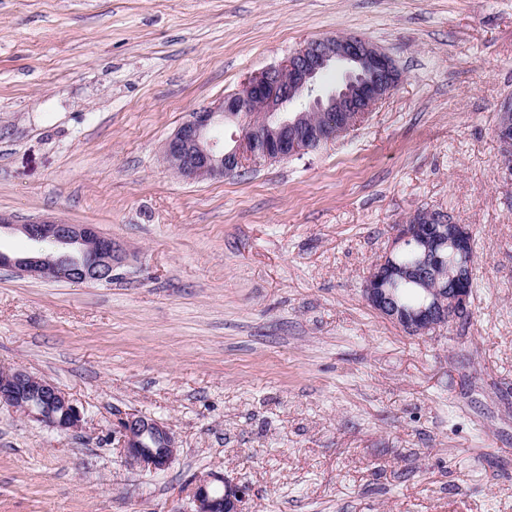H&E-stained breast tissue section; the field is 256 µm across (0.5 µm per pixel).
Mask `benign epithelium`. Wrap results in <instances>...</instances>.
<instances>
[{
	"label": "benign epithelium",
	"mask_w": 512,
	"mask_h": 512,
	"mask_svg": "<svg viewBox=\"0 0 512 512\" xmlns=\"http://www.w3.org/2000/svg\"><path fill=\"white\" fill-rule=\"evenodd\" d=\"M344 70L345 84L323 90L320 75L330 68ZM395 60L382 49L356 35L331 36L312 40L290 53L278 64L250 77L235 92L214 107L190 114L166 141L163 158L180 177L204 181L222 177L259 160H284L336 137V129L318 125L306 117L317 103H328L338 112L356 114L363 120L400 82ZM502 123L497 135L503 144L498 166L512 177V101L501 105ZM244 118L246 125L233 134L231 144L215 135L226 119ZM422 220L441 222L432 236L419 224H399L396 235L376 260L362 288L364 301L373 310L411 335L430 334L444 327L464 325L472 315L473 233L465 224L446 220L444 213L428 210ZM11 228L31 240L49 239L57 248L48 254L18 256L0 251V268L23 276L49 278L67 263L71 251L85 254L74 281H91L90 272L112 273V237L94 224H69L53 216H36L23 222L0 213V229ZM408 243L418 244L423 255L415 266L399 264L396 253ZM460 252L462 261L450 267L443 249ZM446 268L450 288L434 285L426 289L429 302L407 309L395 302L394 291L402 282L420 280L423 268ZM21 410L26 416L53 429L74 430L83 415L69 395L56 384L16 369H0V403ZM124 458L149 472L164 471L175 461V437L164 423L145 416L129 417L120 425ZM153 435L162 447L143 445ZM245 485L219 473L199 482L193 493L191 512H247Z\"/></svg>",
	"instance_id": "7a95c632"
}]
</instances>
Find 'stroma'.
<instances>
[{
  "mask_svg": "<svg viewBox=\"0 0 512 512\" xmlns=\"http://www.w3.org/2000/svg\"><path fill=\"white\" fill-rule=\"evenodd\" d=\"M356 34L402 79L345 138L202 182L165 140L314 39ZM512 0H0V212L93 224L108 283L0 269V369L83 413L0 403V512H512ZM469 225V324L413 336L362 298L396 225ZM167 425L172 466L118 423ZM500 111L502 112V123L497 129V135L503 144L504 151L503 155L500 156L498 166L500 171L508 178L512 177V161L510 156V145L512 144V124H511V112H512V101L507 99L501 105ZM498 139V140H499ZM499 141V142H500ZM53 429L74 430L83 415L69 395L56 384L24 369H0V403ZM118 433L124 448V458L130 464L149 472L167 470L175 461L177 448L175 437L164 423L145 416L124 419ZM153 435L162 439L161 448L146 447L143 439ZM221 487V496H215L211 487ZM248 489L225 474L211 473L196 486L191 512H247Z\"/></svg>",
  "mask_w": 512,
  "mask_h": 512,
  "instance_id": "obj_1",
  "label": "stroma"
}]
</instances>
